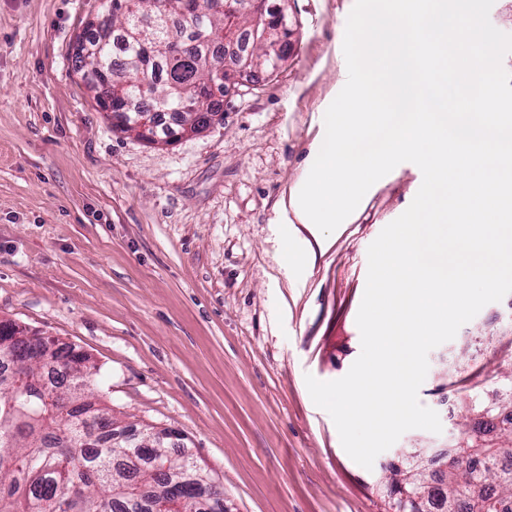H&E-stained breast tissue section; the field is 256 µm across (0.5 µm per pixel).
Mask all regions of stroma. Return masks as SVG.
I'll use <instances>...</instances> for the list:
<instances>
[{
  "label": "stroma",
  "mask_w": 512,
  "mask_h": 512,
  "mask_svg": "<svg viewBox=\"0 0 512 512\" xmlns=\"http://www.w3.org/2000/svg\"><path fill=\"white\" fill-rule=\"evenodd\" d=\"M355 0H291L292 51L247 78L202 133L154 146L121 132L72 62L99 0H0V321L90 357L118 418L162 426L223 477L232 512H383L372 469L342 447L306 376L343 377L361 351L369 245L422 183L398 165L353 223L323 236L282 200L302 174L346 68ZM302 259L289 265V240ZM420 402L441 433L401 448L453 455L478 436L467 389L500 402L512 373V294L433 349Z\"/></svg>",
  "instance_id": "1"
}]
</instances>
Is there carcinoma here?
Listing matches in <instances>:
<instances>
[{
  "label": "carcinoma",
  "instance_id": "obj_1",
  "mask_svg": "<svg viewBox=\"0 0 512 512\" xmlns=\"http://www.w3.org/2000/svg\"><path fill=\"white\" fill-rule=\"evenodd\" d=\"M185 0H102L112 14L105 30L82 34L99 47L83 67H98L113 89L112 101L95 94L99 106L118 114L124 96H136L143 82L154 89V112L177 113L199 99L202 83L224 72L228 18L183 11ZM121 42L116 57L112 37ZM0 512H155L160 502L181 498L195 512H224L212 497L214 472L201 467L185 447L175 450L138 445L112 447V417L101 396H88V380L78 383L76 365L85 354L48 338H28L26 329L0 321ZM468 408L493 423L502 406H485L478 396ZM169 465V470L162 466ZM391 485L406 495L411 512H512V448L469 455L465 466L437 486Z\"/></svg>",
  "mask_w": 512,
  "mask_h": 512
}]
</instances>
